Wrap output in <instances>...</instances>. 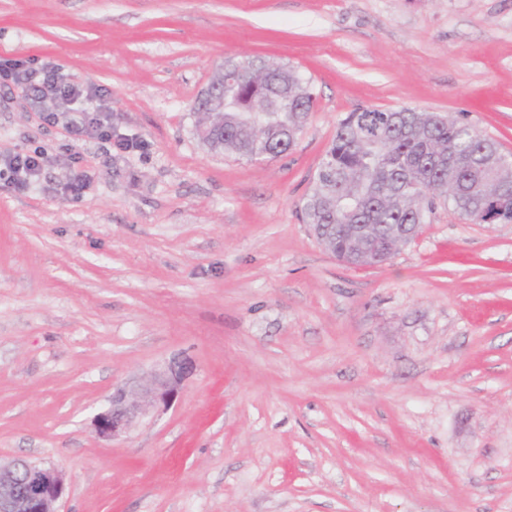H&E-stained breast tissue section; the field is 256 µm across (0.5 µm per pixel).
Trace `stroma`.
Listing matches in <instances>:
<instances>
[{"label":"stroma","mask_w":512,"mask_h":512,"mask_svg":"<svg viewBox=\"0 0 512 512\" xmlns=\"http://www.w3.org/2000/svg\"><path fill=\"white\" fill-rule=\"evenodd\" d=\"M298 67L286 154L209 150L225 59ZM0 58L112 100L125 151L0 84V462L61 468L60 512H512V224L439 207L378 266L301 208L359 107L464 118L512 152V0H0ZM78 171L80 196L63 185ZM188 366L117 439L113 390ZM41 156L37 154H21L17 153L0 158V166L5 167L17 177L20 185L26 184L30 179L36 177L42 167Z\"/></svg>","instance_id":"obj_1"}]
</instances>
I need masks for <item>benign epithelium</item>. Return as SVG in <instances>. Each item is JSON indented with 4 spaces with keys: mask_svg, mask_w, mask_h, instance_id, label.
Instances as JSON below:
<instances>
[{
    "mask_svg": "<svg viewBox=\"0 0 512 512\" xmlns=\"http://www.w3.org/2000/svg\"><path fill=\"white\" fill-rule=\"evenodd\" d=\"M186 370L182 363L170 364L138 389L117 388L110 405L95 416L98 435L117 438L151 408L167 404L177 394ZM64 489L65 473L53 465L27 460L0 465V512H57L55 505Z\"/></svg>",
    "mask_w": 512,
    "mask_h": 512,
    "instance_id": "1",
    "label": "benign epithelium"
}]
</instances>
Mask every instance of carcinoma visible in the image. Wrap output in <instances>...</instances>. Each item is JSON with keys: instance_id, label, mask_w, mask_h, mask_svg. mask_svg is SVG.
<instances>
[{"instance_id": "cac0c4a2", "label": "carcinoma", "mask_w": 512, "mask_h": 512, "mask_svg": "<svg viewBox=\"0 0 512 512\" xmlns=\"http://www.w3.org/2000/svg\"><path fill=\"white\" fill-rule=\"evenodd\" d=\"M246 85L224 82V99L202 95L199 139L212 151L254 159L261 151L256 126L274 131L264 146L292 149L315 96L309 78L293 66L267 68L249 59ZM224 113V139L211 136ZM512 192V154L452 114L402 107L357 108L336 127L302 207L303 222L339 258L374 261L406 241L397 230L422 226L446 206L460 218L484 224L489 207Z\"/></svg>"}]
</instances>
